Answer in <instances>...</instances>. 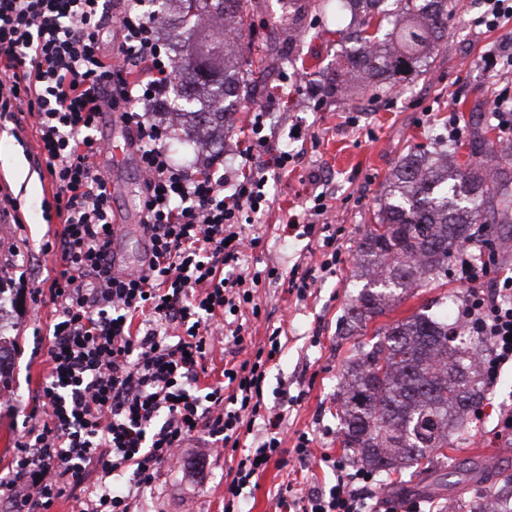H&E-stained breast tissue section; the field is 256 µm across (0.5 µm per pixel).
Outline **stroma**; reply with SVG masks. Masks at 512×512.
Listing matches in <instances>:
<instances>
[{
    "instance_id": "35a3bbf8",
    "label": "stroma",
    "mask_w": 512,
    "mask_h": 512,
    "mask_svg": "<svg viewBox=\"0 0 512 512\" xmlns=\"http://www.w3.org/2000/svg\"><path fill=\"white\" fill-rule=\"evenodd\" d=\"M448 35L422 70L398 77L395 85L355 91L344 98L324 87L346 50L343 34L352 32L348 11L337 0H251L244 19L239 52L244 62H256L249 77L251 101L238 103L235 123L225 138L218 167L238 166L237 141L243 140L251 102L270 101L277 124V150L294 156L287 172L272 175L273 205L244 226L256 239L243 261L249 269L278 267L279 279L263 282L256 295L261 317L249 319L246 336L262 340L281 329L284 348L272 362L265 382L273 391L287 382L299 401L286 413L282 465L270 466L256 488L240 499V512H275L276 494L288 475L303 487L329 488L336 478L316 460L299 461L293 452L299 433H308L315 452H329L350 461L340 444L336 394L350 361L364 339L344 333L348 309L362 285L355 275L358 247L376 221L378 203L389 175L402 156L417 145L431 147L447 136L448 117L468 122L470 115L489 121L496 97L512 99V70L490 51L512 37V20L498 28L476 25L484 0H452ZM39 147L33 120L25 112L0 118V198L11 196L20 223L0 222V273L10 288L0 295V336L12 345L11 367L5 384L11 404L0 406V476L7 475L16 442L35 408L36 389L47 371L49 301L35 302L47 293V276L58 261L62 226L46 221L43 203L51 199V183L37 164ZM114 185L112 210L131 227L117 238L113 251L123 264H140L146 241L137 231L136 205L141 187L136 158L113 166L101 157ZM327 194L329 234L336 238L342 261L335 273L320 272L306 298L291 287L293 268L318 269L322 255L316 244L285 237L282 226L302 215L313 186ZM465 290L446 278L412 290L375 319V326L403 320L423 306L447 305ZM500 383L488 389L479 410L469 415L464 441L448 448L435 467L423 474L403 470L391 481H373L375 512H388L397 497L418 498L444 512L448 501L464 506L493 491L512 473V435L497 437L495 427L503 408L512 405V370L503 369ZM237 457L217 454L204 435L191 438L182 450L181 465L163 469L145 490L140 512H224V482Z\"/></svg>"
}]
</instances>
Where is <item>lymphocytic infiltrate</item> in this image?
Returning <instances> with one entry per match:
<instances>
[{
  "instance_id": "f902f5d3",
  "label": "lymphocytic infiltrate",
  "mask_w": 512,
  "mask_h": 512,
  "mask_svg": "<svg viewBox=\"0 0 512 512\" xmlns=\"http://www.w3.org/2000/svg\"><path fill=\"white\" fill-rule=\"evenodd\" d=\"M106 0H0V112L35 120L40 157L63 231L50 280L57 317L47 330L48 372L37 391L43 422L26 427L0 496L12 512H48L100 465L106 480L78 512H136L140 494L162 468L176 464L185 442L203 432L213 447L244 449L224 485V512H236L249 487L283 453L285 408L265 402L269 365L283 350L279 332L242 361H227L222 381L201 387L212 337L241 348L242 310L259 316L254 293L277 267L245 274L243 220L268 211L271 172L293 154L274 151L268 114L252 112L240 149V173L216 174L212 162L176 164L162 120L177 64L144 0H125L118 18ZM118 26L111 55L102 36ZM120 113L138 156V195L147 261L128 268L112 250V190L100 173L93 136L104 112ZM492 248L462 245L455 276L466 289V316L484 337L485 371L512 366V277H497ZM494 282L485 299L482 288ZM333 486L278 489L287 512H369L357 488L362 472L322 453Z\"/></svg>"
}]
</instances>
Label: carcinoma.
Listing matches in <instances>:
<instances>
[{
	"label": "carcinoma",
	"instance_id": "obj_1",
	"mask_svg": "<svg viewBox=\"0 0 512 512\" xmlns=\"http://www.w3.org/2000/svg\"><path fill=\"white\" fill-rule=\"evenodd\" d=\"M250 0H162L160 14L177 6L181 27L171 36L182 45L179 86L191 123L182 135L200 141L212 128L231 130L225 101L246 99L239 65L218 51L217 40L200 36L202 17L217 23L225 43L241 34ZM364 17L356 46L346 56L354 84H391L419 69L434 44L448 34L449 0H346ZM380 14L402 18L383 40L370 33ZM487 131L474 125L469 160L448 174V163L426 152L407 153L395 168L377 224L359 245L356 265L367 277L347 319L346 335L363 336L385 313L387 299L448 276L458 248L479 225L494 236L502 209L512 203V152H499ZM374 342L359 351L348 371L347 397L338 409L344 447L362 468L387 474L403 461L431 460L436 448H453L456 417L476 408L479 353L484 341L461 348L448 319L423 310L375 329Z\"/></svg>",
	"mask_w": 512,
	"mask_h": 512
}]
</instances>
